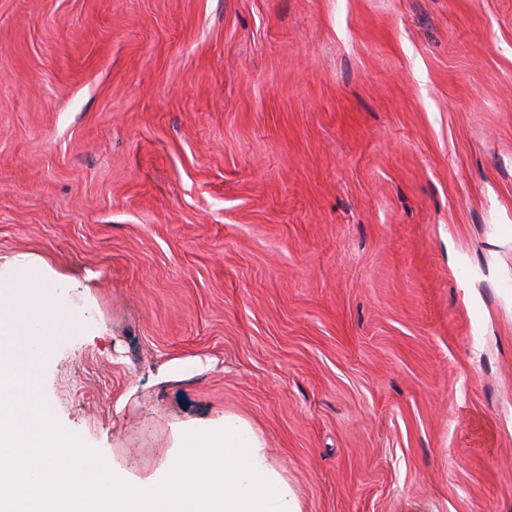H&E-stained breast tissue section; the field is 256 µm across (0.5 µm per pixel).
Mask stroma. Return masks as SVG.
Returning <instances> with one entry per match:
<instances>
[{
    "label": "stroma",
    "mask_w": 512,
    "mask_h": 512,
    "mask_svg": "<svg viewBox=\"0 0 512 512\" xmlns=\"http://www.w3.org/2000/svg\"><path fill=\"white\" fill-rule=\"evenodd\" d=\"M512 0H0V256L138 478L234 413L301 512H512Z\"/></svg>",
    "instance_id": "stroma-1"
}]
</instances>
